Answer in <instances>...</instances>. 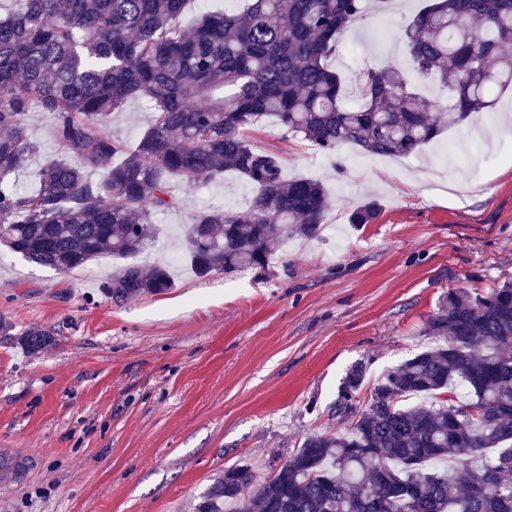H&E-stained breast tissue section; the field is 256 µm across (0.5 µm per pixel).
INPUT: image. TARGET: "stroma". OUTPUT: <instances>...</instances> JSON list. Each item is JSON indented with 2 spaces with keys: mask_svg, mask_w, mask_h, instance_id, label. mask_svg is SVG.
<instances>
[{
  "mask_svg": "<svg viewBox=\"0 0 512 512\" xmlns=\"http://www.w3.org/2000/svg\"><path fill=\"white\" fill-rule=\"evenodd\" d=\"M425 0H369L334 66L345 77L402 60L382 39ZM444 131L415 156H375L345 146L327 157L273 126L250 132L288 176L330 193L318 239L273 244L269 272L199 278L177 236L209 205L253 195L236 174L177 184L179 208L155 214L165 237L144 264L166 261L175 285L114 301L101 293L115 259L69 273L0 247V317L49 330L36 353L0 338V449L32 456L13 470L0 456V512H195L225 468L260 476L310 433L340 429L336 400L356 362L376 380L435 346L422 323L451 288L489 291L512 280V91ZM152 106L127 101L110 129L135 145ZM36 152L19 185L62 155L44 112L27 116ZM374 199L373 223L350 224Z\"/></svg>",
  "mask_w": 512,
  "mask_h": 512,
  "instance_id": "1",
  "label": "stroma"
}]
</instances>
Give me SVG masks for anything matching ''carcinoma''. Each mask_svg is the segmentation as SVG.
<instances>
[{"label":"carcinoma","mask_w":512,"mask_h":512,"mask_svg":"<svg viewBox=\"0 0 512 512\" xmlns=\"http://www.w3.org/2000/svg\"><path fill=\"white\" fill-rule=\"evenodd\" d=\"M190 2L11 0L0 15L1 245L64 273L122 259L105 294H163L174 286L169 266L136 262L159 246L153 215L179 206L177 181L234 172L254 195L197 211L183 255L201 278L265 273L270 244L318 236L331 200L323 182L288 178L248 132L269 122L325 155L352 145L409 156L512 86V0H429L400 34L406 67L351 78L354 109L341 104L345 81L331 61L365 0H246L186 30ZM426 81L445 99H427ZM130 99L154 107L133 147L108 127ZM35 105L75 161L46 162L35 188L21 190ZM379 212L368 200L350 223ZM424 332L441 343L387 371L362 407L367 367L351 366L336 402L344 428L306 435L262 482L250 465L224 470L195 512H512V282L449 289ZM14 335L31 353L53 342L0 318V336Z\"/></svg>","instance_id":"obj_1"}]
</instances>
